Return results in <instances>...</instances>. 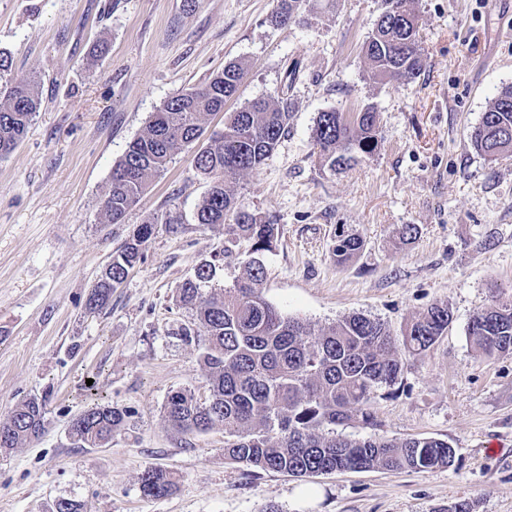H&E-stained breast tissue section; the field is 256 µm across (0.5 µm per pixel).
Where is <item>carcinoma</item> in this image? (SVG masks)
<instances>
[{"label":"carcinoma","instance_id":"obj_1","mask_svg":"<svg viewBox=\"0 0 512 512\" xmlns=\"http://www.w3.org/2000/svg\"><path fill=\"white\" fill-rule=\"evenodd\" d=\"M309 0H277L272 24L286 27L301 17ZM364 57L381 80L413 79L423 68L418 15L411 0H385ZM246 75L240 62H230L204 84L179 93L153 113L144 131L132 140L113 166L102 211L111 224H121L153 179L161 176L175 155L201 139L204 117L224 109ZM39 108L38 81L11 77L0 87V158L24 139ZM291 103L279 94L250 101L227 113L224 129L200 147L194 163L209 180L199 205L198 224H225L250 243L245 275L231 288L207 291L216 262L200 263L178 288L179 302L189 309L196 328L182 330L195 343L206 371L210 395L200 402L187 390L172 391L164 404L168 424L182 434L224 427V457L257 471L296 478L346 470L390 471L447 468L455 462L448 442L433 438L389 440L377 433L349 438L327 428L356 420L377 427L365 409L379 389L392 390L405 368L403 355L429 349L448 332V306L432 304L396 334L378 319L352 314L317 331L286 316L266 300L261 285L265 268L256 255L272 250L278 226L237 203L239 177L268 159L288 131ZM377 111L372 106L347 116L335 109L319 113L313 142L322 165L334 170L358 151L371 152L377 143ZM473 147L483 156L512 153V87L503 90L482 114L471 133ZM154 232V222L139 225L132 239L112 256V265L89 295L86 308L103 307L142 258L141 246ZM352 235L339 234L333 246L343 263L361 248ZM470 345L487 357L512 353V298L497 299L468 326ZM45 402H19L0 420V450H10L39 437L45 427ZM125 410L96 405L72 425L76 442L103 447L126 424ZM176 482L168 471L150 467L140 477L148 497L173 493Z\"/></svg>","mask_w":512,"mask_h":512}]
</instances>
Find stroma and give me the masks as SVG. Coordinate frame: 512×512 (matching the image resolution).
I'll use <instances>...</instances> for the list:
<instances>
[{"label":"stroma","mask_w":512,"mask_h":512,"mask_svg":"<svg viewBox=\"0 0 512 512\" xmlns=\"http://www.w3.org/2000/svg\"><path fill=\"white\" fill-rule=\"evenodd\" d=\"M425 66L415 79H375L362 46L382 0H311L303 21L269 23L276 0H0V52L16 76L37 75L39 109L23 142L0 159V418L46 403L37 439L0 452V512H512V354L471 347V319L512 296V156L479 155L470 132L512 86V0H415ZM231 61L248 66L238 93L203 121L277 93L292 102L286 135L236 185L247 211L279 237L261 259L264 297L320 329L352 314L400 332L434 303L446 335L406 358L395 392L368 404L380 435L434 437L448 468L341 471L309 478L254 472L224 458V429L183 435L168 425L169 392L209 394L193 317L176 300L217 251L212 289L245 272V242L194 215L207 189L195 148L175 156L128 213L108 223L112 167L153 112ZM377 108L378 144L331 171L313 145L319 113ZM176 224H169V217ZM156 220L142 258L98 312L85 303L113 252ZM413 224L412 241L400 239ZM359 237L345 263L338 233ZM126 410L124 429L80 448L73 420L94 402ZM497 455H487L488 444ZM151 466L176 481L145 496Z\"/></svg>","instance_id":"obj_1"}]
</instances>
